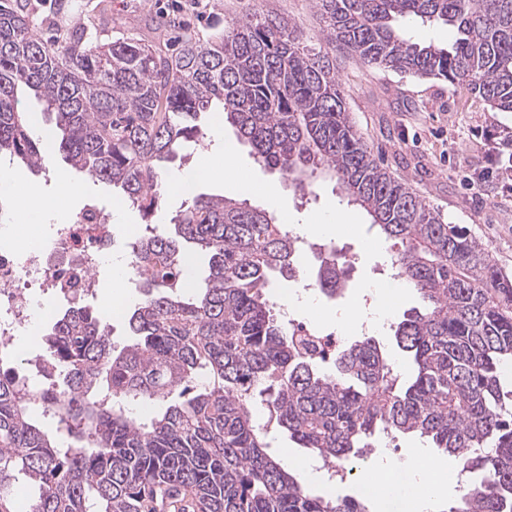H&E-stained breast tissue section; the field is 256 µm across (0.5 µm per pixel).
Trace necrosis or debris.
<instances>
[{
  "label": "necrosis or debris",
  "mask_w": 512,
  "mask_h": 512,
  "mask_svg": "<svg viewBox=\"0 0 512 512\" xmlns=\"http://www.w3.org/2000/svg\"><path fill=\"white\" fill-rule=\"evenodd\" d=\"M15 230L14 224H0V353L14 351L18 337L41 334L56 318L57 300L76 302L93 293L99 268L120 260L128 279L138 277L134 250L116 251L112 215L96 207L83 208L23 250L4 244ZM287 286L291 296H316L314 285L307 281L291 278ZM290 298L280 300L275 308L295 336L316 337L322 357L328 360L348 345L344 331L298 322Z\"/></svg>",
  "instance_id": "4bbe7bcc"
}]
</instances>
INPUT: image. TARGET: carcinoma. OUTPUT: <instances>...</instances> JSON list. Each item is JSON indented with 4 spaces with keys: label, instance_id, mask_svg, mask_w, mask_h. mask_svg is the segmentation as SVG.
<instances>
[{
    "label": "carcinoma",
    "instance_id": "carcinoma-1",
    "mask_svg": "<svg viewBox=\"0 0 512 512\" xmlns=\"http://www.w3.org/2000/svg\"><path fill=\"white\" fill-rule=\"evenodd\" d=\"M324 35L365 63L464 87L493 112H512V0H315ZM30 0H0V156L42 168L43 139L19 112L27 90L53 118L54 148L90 181L149 214L161 171L216 113L265 166L299 190L321 170L391 243L397 278L426 305L394 326L415 366L399 382L371 336L325 366L305 357L272 313L265 289L295 273L301 242L266 211L194 194L165 235L133 243L140 302L131 342L112 349L90 306H69L44 333L56 380L28 394L0 377V512H370L364 499L302 487L268 451L281 431L352 472L375 434H416L480 476L449 512H512V280L465 226L372 157L345 107L333 64L288 23L250 14L202 46L169 56L74 28L61 45L31 31ZM399 20L457 29L451 45L405 39ZM315 286L345 287L336 248ZM207 259L183 293V267ZM159 408L139 418L130 405ZM56 409L44 430L36 408Z\"/></svg>",
    "mask_w": 512,
    "mask_h": 512
}]
</instances>
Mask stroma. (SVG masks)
Returning a JSON list of instances; mask_svg holds the SVG:
<instances>
[{
  "mask_svg": "<svg viewBox=\"0 0 512 512\" xmlns=\"http://www.w3.org/2000/svg\"><path fill=\"white\" fill-rule=\"evenodd\" d=\"M186 0H71L66 12H58L55 0H32L30 22L34 34L45 42L64 38L73 27L83 28L91 42L129 39L159 45L164 39L179 42L191 35L200 44L223 34L231 19L262 12L287 21L300 37L320 49L336 67L345 94V106L358 134L376 159L437 208L447 223L465 225L484 247L496 267L512 276V153L503 142L512 135V112H490L466 89L447 81L404 76L367 66L335 42L326 40L324 22L313 0H200L198 8ZM204 138L191 153L181 154L177 165L199 164L202 152L232 149L239 178L251 183V204L267 209L273 217L287 215L291 224H314L340 198L332 182H321L316 193L295 191L287 178L265 169L254 159L251 148L239 140L233 128L223 138L213 137L203 126ZM17 191L38 189L55 198L62 218H69L87 199L111 207V190L89 186L87 192L64 195L58 176L68 167L60 155H50L41 174L23 164H14ZM279 188L280 200L268 206L259 189L267 183ZM180 196L164 197L150 216L136 206H127L125 222L132 229L153 234L166 232L172 218L182 210ZM348 225L334 238L345 258L347 287L338 300H322L315 307L300 305V320L320 326L336 324L337 308L362 304L370 284L390 282L386 256L370 250L376 237L366 217L345 207ZM368 458L369 464L402 466L419 439L400 433L380 434ZM298 482L312 493L325 496H359L362 472L340 475L319 471L297 472Z\"/></svg>",
  "mask_w": 512,
  "mask_h": 512,
  "instance_id": "stroma-1",
  "label": "stroma"
}]
</instances>
